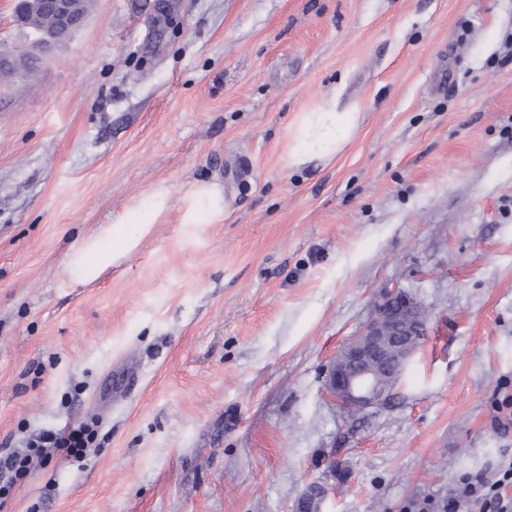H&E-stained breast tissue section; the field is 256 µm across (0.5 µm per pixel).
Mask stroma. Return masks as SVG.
<instances>
[{
    "label": "stroma",
    "mask_w": 512,
    "mask_h": 512,
    "mask_svg": "<svg viewBox=\"0 0 512 512\" xmlns=\"http://www.w3.org/2000/svg\"><path fill=\"white\" fill-rule=\"evenodd\" d=\"M92 0L0 78V453L89 419L7 512H439L512 457V0ZM358 115L285 165L296 113ZM211 183L231 214L182 221ZM170 209L80 284L70 255L157 185ZM399 287L429 315L391 404L323 369Z\"/></svg>",
    "instance_id": "35a3bbf8"
}]
</instances>
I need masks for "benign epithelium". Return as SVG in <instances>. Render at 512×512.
I'll return each mask as SVG.
<instances>
[{
	"instance_id": "1",
	"label": "benign epithelium",
	"mask_w": 512,
	"mask_h": 512,
	"mask_svg": "<svg viewBox=\"0 0 512 512\" xmlns=\"http://www.w3.org/2000/svg\"><path fill=\"white\" fill-rule=\"evenodd\" d=\"M45 5L56 22L35 30L43 51L71 36L86 19L81 0H45ZM35 60L37 55L28 50L0 49V74H18L23 62ZM372 308V317L338 349L324 373L326 394L345 413L387 404L390 389L398 386L426 334L424 309L401 288L381 292Z\"/></svg>"
}]
</instances>
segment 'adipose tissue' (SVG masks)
<instances>
[{
    "mask_svg": "<svg viewBox=\"0 0 512 512\" xmlns=\"http://www.w3.org/2000/svg\"><path fill=\"white\" fill-rule=\"evenodd\" d=\"M358 115L340 112L336 101L324 99L312 111L297 113L288 127L286 165L296 168L314 159L332 160L340 153L357 126ZM229 205L213 186L197 184L189 192V204L183 221L187 224H212L226 219ZM109 242L102 250L101 242ZM137 242L131 238L115 239L113 228H103L98 241L89 244L72 263L71 271L79 279L94 278L108 260H114L134 250Z\"/></svg>",
    "mask_w": 512,
    "mask_h": 512,
    "instance_id": "ef3b65f1",
    "label": "adipose tissue"
}]
</instances>
